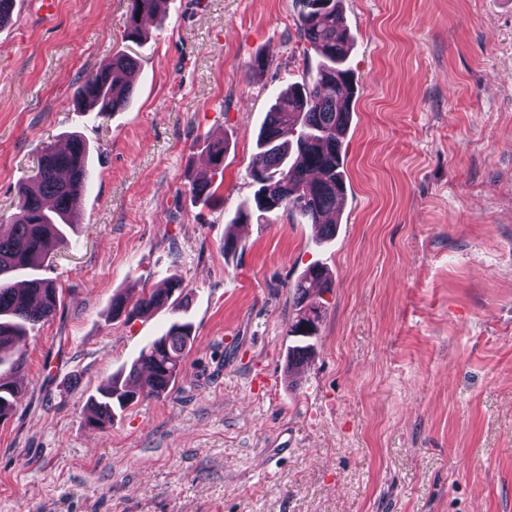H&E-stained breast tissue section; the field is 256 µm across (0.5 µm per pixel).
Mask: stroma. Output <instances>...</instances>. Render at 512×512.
I'll return each instance as SVG.
<instances>
[{
  "mask_svg": "<svg viewBox=\"0 0 512 512\" xmlns=\"http://www.w3.org/2000/svg\"><path fill=\"white\" fill-rule=\"evenodd\" d=\"M55 2L15 0L0 27V224L43 147L84 136L95 178L44 262L62 305L24 343L0 512H512V0H342L359 94L329 240L236 220L275 92L317 66L298 0H165L139 45L128 0ZM121 53L132 105L77 107ZM313 264L333 284L292 372ZM173 279L179 312L113 318ZM176 320L194 341L174 387L87 427L98 386ZM321 282L323 290L331 288L330 277L319 264L311 265L300 281L296 283L297 314L289 327V335L298 338L301 344L288 348V366L296 367L307 359L314 350V344L308 342L318 335V325L323 315V303L317 301L320 294L313 295L310 283ZM315 300V301H314Z\"/></svg>",
  "mask_w": 512,
  "mask_h": 512,
  "instance_id": "stroma-1",
  "label": "stroma"
}]
</instances>
